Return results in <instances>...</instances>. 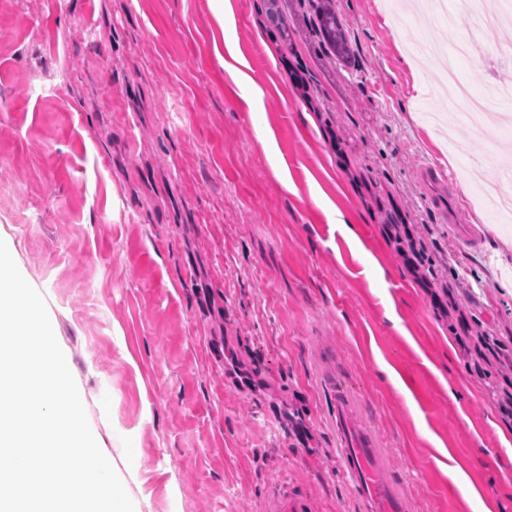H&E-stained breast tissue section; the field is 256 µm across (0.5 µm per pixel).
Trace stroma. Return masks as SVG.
<instances>
[{"label":"stroma","mask_w":512,"mask_h":512,"mask_svg":"<svg viewBox=\"0 0 512 512\" xmlns=\"http://www.w3.org/2000/svg\"><path fill=\"white\" fill-rule=\"evenodd\" d=\"M281 8L284 37L263 0L220 18L212 0H0V239L135 512H264L280 485L311 512H360L331 375L413 512H512V231L468 181L475 161L500 172L505 137L448 130L414 49L426 32L455 48L470 19L336 0L343 64L302 0ZM237 58L249 85L227 70ZM452 195L477 248L448 231ZM447 285L452 315L434 302Z\"/></svg>","instance_id":"obj_1"}]
</instances>
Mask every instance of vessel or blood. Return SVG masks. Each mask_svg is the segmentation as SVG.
I'll return each instance as SVG.
<instances>
[{"mask_svg": "<svg viewBox=\"0 0 512 512\" xmlns=\"http://www.w3.org/2000/svg\"><path fill=\"white\" fill-rule=\"evenodd\" d=\"M336 431L340 439L338 453L351 478V492L362 503L364 512H408L377 436L357 433L351 397L341 385L336 388ZM308 510L306 498L289 495L284 489L273 494L269 507V512Z\"/></svg>", "mask_w": 512, "mask_h": 512, "instance_id": "obj_1", "label": "vessel or blood"}]
</instances>
